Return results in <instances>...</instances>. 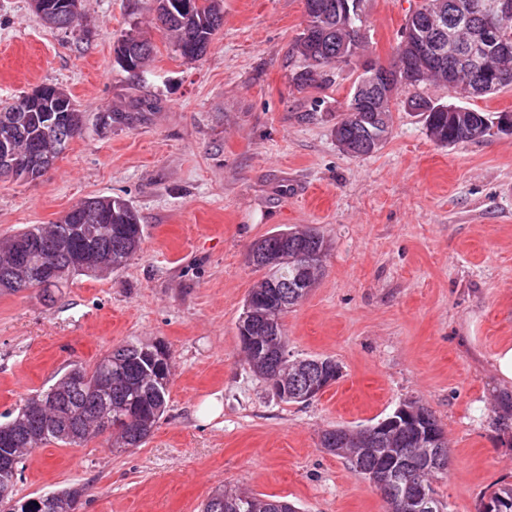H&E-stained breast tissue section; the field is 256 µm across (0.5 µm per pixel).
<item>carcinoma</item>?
<instances>
[{
  "label": "carcinoma",
  "mask_w": 512,
  "mask_h": 512,
  "mask_svg": "<svg viewBox=\"0 0 512 512\" xmlns=\"http://www.w3.org/2000/svg\"><path fill=\"white\" fill-rule=\"evenodd\" d=\"M43 9L39 13L42 21L55 29L68 30L77 17L64 22L59 17L61 0H42ZM156 19L171 38L175 51L186 60L201 59L208 51L215 35L224 25L223 0H153ZM341 0H305L306 26L300 34L295 50L304 67L293 73L297 85H328L332 82L330 68L335 65L350 64L362 47L365 38L363 14H354L343 20H336V4ZM483 30V18L478 15L469 21V27L461 31L458 40L446 42L440 47V59L450 68H455L464 79L475 86L493 85L491 92L512 85V56L503 60L498 74L490 76L479 66L475 57L469 56L468 40L471 32ZM115 52H123L136 62L131 71L142 70L155 54V45L145 36L128 33L117 42ZM416 66L414 58L398 44L395 61L387 69L394 89L409 85L403 80V73ZM54 99L65 103L63 118L72 115L75 119L74 132L81 130L80 110L71 95L56 84H44ZM424 122L431 137L445 146H456L478 141L491 135L495 120L500 115L473 110L455 113L430 111L431 100L415 96L410 99ZM47 99L32 103L21 96L14 102L0 108V137L4 123L19 124L24 136L14 141L13 148L25 153L32 144L56 159L60 151L54 142L47 139L43 131L42 116ZM394 101H389L378 113L376 123L364 121L356 112L353 99H348L346 113L336 122L334 137L345 152L359 157L371 154L367 142L371 133L382 135L380 143H385L392 126ZM99 226V248L105 254H118L122 257L121 270L140 249L143 235L142 224L137 210L126 200L112 196H96ZM85 203L71 208L56 223L47 226L31 224L17 233V236L33 237L40 234L51 237L56 234L67 236L79 224L85 223ZM262 255L252 266L265 271L264 277L252 288L238 318V331H246L251 336L263 339L259 350L244 351L249 368L266 379H274L288 359V336L282 322L283 317L306 296L305 286L301 285L300 267L312 254L325 256L327 243L324 237L312 228L281 230L261 239ZM7 243H0V291L14 292L24 288H42L48 291L58 287L71 275L69 259L61 254L53 257L41 250H33L28 258L29 265L38 269L52 264L63 271L62 276L41 285L39 280H23L16 276L12 260L5 255ZM276 318L277 334L265 336L266 316ZM143 345L127 343L113 349L100 359L92 371L84 368L77 372L84 379L80 389L72 391L66 378L24 400L18 413L9 420L14 425V438L17 441L18 458L15 463L0 466V492L16 495L20 480L23 454L39 445L57 444L80 446L106 431L113 423V445L117 448L141 447L167 408L171 371H155L142 355ZM302 369L288 379L285 393L278 395L283 402L305 403L310 385L325 376L340 378L341 368L331 357H309L299 360ZM409 407L421 411L422 419L418 428H409L391 437V445L400 451V481L383 491L389 512H407L405 499L414 486H422L428 499L422 503L419 512H439L432 482L448 470V446L442 444L439 452L431 460H426L419 451V432L431 430L442 432V428L426 407L409 403ZM371 438V426H358L354 429L336 427L322 432L320 446L331 454L347 459L351 469L370 480L383 465V445L374 444L372 450L362 451L359 444ZM284 499L265 494H253L244 489L222 488L216 490L202 504V512H281L280 503Z\"/></svg>",
  "instance_id": "cac0c4a2"
}]
</instances>
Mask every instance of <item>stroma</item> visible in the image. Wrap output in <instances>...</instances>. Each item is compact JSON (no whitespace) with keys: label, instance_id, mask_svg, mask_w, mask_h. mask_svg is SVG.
<instances>
[{"label":"stroma","instance_id":"stroma-1","mask_svg":"<svg viewBox=\"0 0 512 512\" xmlns=\"http://www.w3.org/2000/svg\"><path fill=\"white\" fill-rule=\"evenodd\" d=\"M420 0H365L372 59L392 66ZM71 30L46 27L31 0H0V101L52 83L83 125L35 180H0V238L51 224L92 196L141 217L126 268L62 288L0 292V422L22 400L112 348L163 342L168 408L146 444L44 445L23 460L17 496L80 491L76 512H200L219 487L294 501L302 512H387L381 492L320 446L324 430L370 425L417 401L441 424L447 512H481L512 483V390L493 357L512 342V134L441 146L396 94L391 133L354 157L333 127L358 63L323 87H297L304 0H224V27L203 58L173 50L152 0H80ZM140 33L156 53L124 70L115 46ZM140 121L107 122L133 100ZM299 225L329 244L325 270L284 317L290 359L329 356L342 375L286 403L243 360L237 321L262 277L247 262L266 234Z\"/></svg>","mask_w":512,"mask_h":512}]
</instances>
